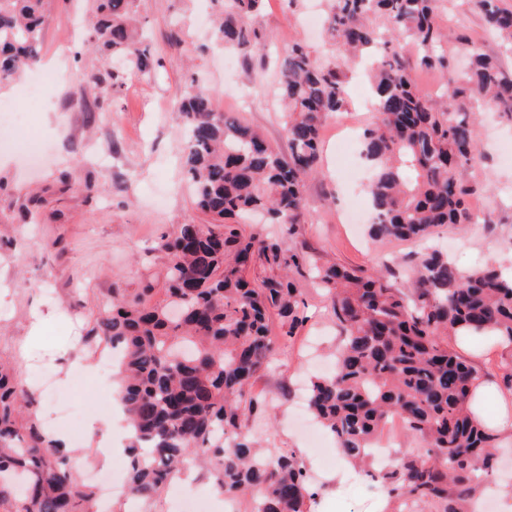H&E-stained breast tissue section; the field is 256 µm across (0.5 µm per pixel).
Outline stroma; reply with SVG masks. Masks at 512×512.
<instances>
[{
  "label": "stroma",
  "mask_w": 512,
  "mask_h": 512,
  "mask_svg": "<svg viewBox=\"0 0 512 512\" xmlns=\"http://www.w3.org/2000/svg\"><path fill=\"white\" fill-rule=\"evenodd\" d=\"M200 6V0H136L156 64L149 75L127 79L116 90L103 79L113 67L111 56L87 48L74 28L77 20H88L90 0H48L41 62L57 66L61 76L38 106L20 95L19 83L0 86V102L31 111L29 135L51 144L46 162L35 169L0 152V362L33 392L34 419L44 432L64 435L75 449L81 474L102 463L85 414L117 402L114 372L89 353L83 334L109 303L113 286L133 296L160 281L167 259L153 246L161 235L201 220L180 165L185 137L179 112L187 85L198 79L212 91L214 111L237 116L284 150L287 135L273 97L281 59L298 40L318 60L334 52L323 31L304 24L312 0L293 7L264 0L253 24L268 36L267 46L225 68L224 48L199 23ZM80 87L85 94L79 100ZM340 134L335 119H328L321 133L323 174L305 187L301 238L314 255L350 268L396 264L418 244L375 241L340 221L351 197L369 201L361 184L344 182L336 157ZM466 177L474 188L471 203L483 204L494 223L445 229L441 242L461 270L486 260L512 267V162L487 136ZM36 196L47 199V208L32 206ZM297 286L310 319L292 341L279 342L275 367L252 392L269 402L277 444L305 461L319 492L315 512H388L386 495L365 472L350 467L343 481L333 480V468L320 467L289 424L299 389L321 368L306 354H330L341 336L320 288L306 277ZM38 320L45 335L33 345L28 338Z\"/></svg>",
  "instance_id": "stroma-1"
}]
</instances>
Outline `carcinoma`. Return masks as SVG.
<instances>
[{
	"label": "carcinoma",
	"mask_w": 512,
	"mask_h": 512,
	"mask_svg": "<svg viewBox=\"0 0 512 512\" xmlns=\"http://www.w3.org/2000/svg\"><path fill=\"white\" fill-rule=\"evenodd\" d=\"M47 0H0V85L38 62ZM135 0H97L88 42L122 57L108 73L119 86L152 65L134 28ZM218 15L214 39L244 54L257 48L250 26L262 0H210ZM327 35L336 56L320 62L302 42L280 63L275 97L283 105L289 153L284 155L238 118L215 112L212 92L191 82L179 112L186 131L183 172L205 219L160 237L168 262L163 288L149 284L132 300L112 289L110 308L85 341L121 352L122 404L132 436L126 487L153 501L187 461L208 469L224 498L250 501L247 512H310L318 491L293 448H258L242 429L267 418L249 387L270 368L271 314L291 339L307 321L295 277L317 280L327 311L344 338L331 373L311 381L313 417L355 463L395 417L425 444L371 478L399 509L412 504L464 512L495 466L496 435L470 410L472 388L491 374L461 358L451 339L497 336L512 354V273L486 263L461 272L433 250L412 261L407 288L398 271L364 272L321 263L298 239L305 217V180L321 175L325 121L344 111L347 72L369 69L374 122L361 154L372 175L367 193L380 241L427 240L448 226L474 223L463 171L478 152L474 96L512 121V70L480 52L438 20V0H327ZM512 53V6L472 0ZM467 48L463 69L448 57L449 38ZM416 64L440 75L448 102L432 99L411 79L403 46ZM262 210L288 227L293 246L237 219ZM32 399L0 368V512H89L96 492L81 483L65 449L22 424Z\"/></svg>",
	"instance_id": "obj_1"
}]
</instances>
